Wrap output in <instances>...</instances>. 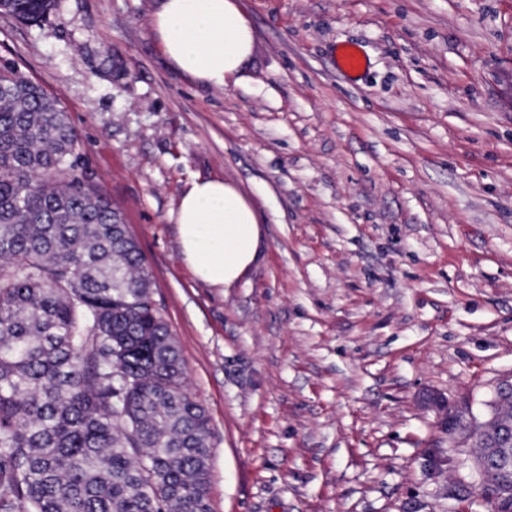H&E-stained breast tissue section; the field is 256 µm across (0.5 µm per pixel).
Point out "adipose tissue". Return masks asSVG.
Returning a JSON list of instances; mask_svg holds the SVG:
<instances>
[{"label": "adipose tissue", "mask_w": 512, "mask_h": 512, "mask_svg": "<svg viewBox=\"0 0 512 512\" xmlns=\"http://www.w3.org/2000/svg\"><path fill=\"white\" fill-rule=\"evenodd\" d=\"M153 30L175 70L220 88L249 54L253 30L235 0H158ZM184 263L212 288L236 286L261 255V226L240 189L196 180L172 214Z\"/></svg>", "instance_id": "obj_1"}]
</instances>
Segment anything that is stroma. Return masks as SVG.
Instances as JSON below:
<instances>
[{"mask_svg": "<svg viewBox=\"0 0 512 512\" xmlns=\"http://www.w3.org/2000/svg\"><path fill=\"white\" fill-rule=\"evenodd\" d=\"M238 5L255 42L220 89L172 69L156 0L0 14V65L58 101L140 245L209 417L210 512H488L422 398L480 420L512 376V0ZM196 179L261 224L226 290L169 218Z\"/></svg>", "mask_w": 512, "mask_h": 512, "instance_id": "1", "label": "stroma"}]
</instances>
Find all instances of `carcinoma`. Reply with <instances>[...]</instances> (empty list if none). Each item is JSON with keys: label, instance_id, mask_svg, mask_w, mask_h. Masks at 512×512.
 Returning <instances> with one entry per match:
<instances>
[{"label": "carcinoma", "instance_id": "1", "mask_svg": "<svg viewBox=\"0 0 512 512\" xmlns=\"http://www.w3.org/2000/svg\"><path fill=\"white\" fill-rule=\"evenodd\" d=\"M56 0H0L40 22ZM66 112L0 66V512H209V418ZM512 427V400L491 429ZM493 472L481 499L512 512Z\"/></svg>", "mask_w": 512, "mask_h": 512}]
</instances>
